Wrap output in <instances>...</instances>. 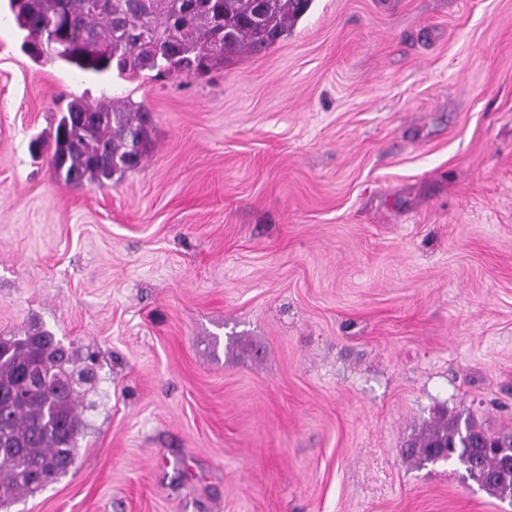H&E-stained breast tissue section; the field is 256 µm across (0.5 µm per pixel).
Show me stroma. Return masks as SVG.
Here are the masks:
<instances>
[{
  "mask_svg": "<svg viewBox=\"0 0 512 512\" xmlns=\"http://www.w3.org/2000/svg\"><path fill=\"white\" fill-rule=\"evenodd\" d=\"M25 38L0 0V336L96 362L9 512H505L400 450L512 433V0H313L200 77ZM74 97L149 109L137 169L55 180Z\"/></svg>",
  "mask_w": 512,
  "mask_h": 512,
  "instance_id": "1",
  "label": "stroma"
}]
</instances>
